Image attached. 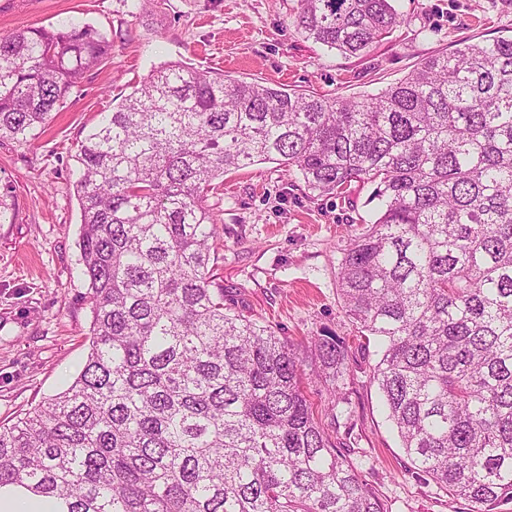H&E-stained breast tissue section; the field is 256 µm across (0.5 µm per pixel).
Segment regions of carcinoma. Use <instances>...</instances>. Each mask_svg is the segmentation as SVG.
Here are the masks:
<instances>
[{"label":"carcinoma","mask_w":512,"mask_h":512,"mask_svg":"<svg viewBox=\"0 0 512 512\" xmlns=\"http://www.w3.org/2000/svg\"><path fill=\"white\" fill-rule=\"evenodd\" d=\"M401 23L391 0H299L293 26L345 56ZM111 42L73 20L0 37V142L49 125ZM92 319L67 389L0 421V487L64 512H388L313 413L347 350L224 307L208 193L275 163L310 193L375 185L342 249L348 316L414 469L472 512L512 503V36L438 52L375 95L285 92L161 64L79 142Z\"/></svg>","instance_id":"1"}]
</instances>
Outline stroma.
<instances>
[{
    "label": "stroma",
    "instance_id": "35a3bbf8",
    "mask_svg": "<svg viewBox=\"0 0 512 512\" xmlns=\"http://www.w3.org/2000/svg\"><path fill=\"white\" fill-rule=\"evenodd\" d=\"M401 24L375 50L347 57L297 34L298 0H0V35L68 20L112 43L49 129L27 143L0 144V420L67 388L88 351V284L79 258L74 155L87 128L155 67L184 61L286 91L377 93L425 57L469 40L512 35V0H394ZM373 184L348 197L309 195L299 175L272 163L226 174L207 204L219 227L215 264L232 312L301 342L337 337L348 351L343 402L324 415L332 437L389 512H470L416 474L386 418L373 380L377 342H365L337 292L340 250L376 218Z\"/></svg>",
    "mask_w": 512,
    "mask_h": 512
}]
</instances>
